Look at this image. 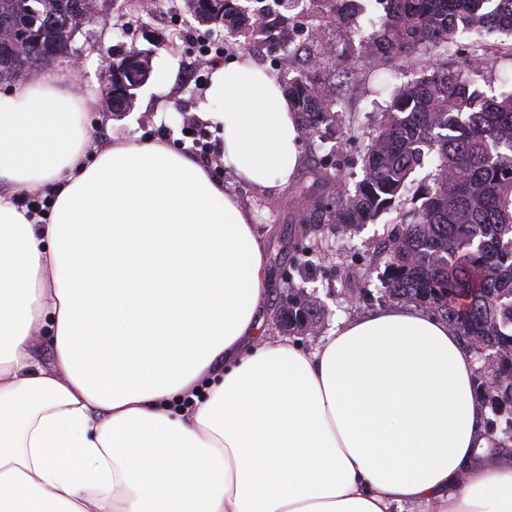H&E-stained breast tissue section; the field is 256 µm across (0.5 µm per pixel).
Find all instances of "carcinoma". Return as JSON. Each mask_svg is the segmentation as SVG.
<instances>
[{
    "mask_svg": "<svg viewBox=\"0 0 512 512\" xmlns=\"http://www.w3.org/2000/svg\"><path fill=\"white\" fill-rule=\"evenodd\" d=\"M334 19L357 22L360 0H311ZM381 28L345 58L354 73L372 59L414 60L429 54L439 64L420 69L416 79L394 89L384 120L368 134L361 158L363 178L350 185L335 164L315 166L298 192L306 207L299 222L314 231L348 232L395 211L400 220L386 231L378 251L383 271L379 304H415L454 328L476 362L489 356L507 377L496 388L477 376L476 392L489 409V451L512 449V89L488 95L478 83V57L496 42L477 40L466 56L448 63L464 33L512 38V0H375ZM198 24L224 25L245 41L275 30L276 48L288 58L305 54L308 69L288 80V97L302 135L326 140L338 125L341 104L309 69L327 55L313 39L297 41L290 18L255 0L262 26L246 24L234 0H185ZM89 0H0V83L19 72L43 69L66 57L72 37L87 18ZM431 165L429 180L410 181L416 168ZM323 309L313 294L298 292L283 313L288 328L318 326Z\"/></svg>",
    "mask_w": 512,
    "mask_h": 512,
    "instance_id": "cac0c4a2",
    "label": "carcinoma"
}]
</instances>
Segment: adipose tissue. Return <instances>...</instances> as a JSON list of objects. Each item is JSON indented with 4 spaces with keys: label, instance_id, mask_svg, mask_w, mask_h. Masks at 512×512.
<instances>
[{
    "label": "adipose tissue",
    "instance_id": "ef3b65f1",
    "mask_svg": "<svg viewBox=\"0 0 512 512\" xmlns=\"http://www.w3.org/2000/svg\"><path fill=\"white\" fill-rule=\"evenodd\" d=\"M73 75L0 93V512H512L446 321L268 339L251 212L164 139L89 154ZM200 117L242 184L297 171L290 102L248 58L213 67Z\"/></svg>",
    "mask_w": 512,
    "mask_h": 512
}]
</instances>
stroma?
I'll list each match as a JSON object with an SVG mask.
<instances>
[{
	"mask_svg": "<svg viewBox=\"0 0 512 512\" xmlns=\"http://www.w3.org/2000/svg\"><path fill=\"white\" fill-rule=\"evenodd\" d=\"M139 3L140 12L128 15L119 0H114L107 16L91 17L76 35L73 51L66 58L76 76L74 91L96 97L87 114L92 148L98 151L119 140L163 137L174 147L185 144L191 156L198 160H218L223 155L222 142L210 123H203L196 137L183 135L187 122L195 119L201 109L210 70L202 68L197 75L187 72L197 47L182 35H173L171 30L156 24L153 14L160 9L167 10L171 18L179 21L183 31H199V24L188 12L185 0H139ZM294 16L297 24L315 29L319 41L336 54L335 59L320 61L316 74L343 102L338 126L341 145L335 160L353 179H360L364 132L376 128L381 121L393 87L414 79L417 70L405 66L397 71L380 62L367 64L350 78L337 70L336 58L353 54L359 45L360 31L369 30V21L375 16L373 9H366L354 27L327 18L312 0H303ZM132 47L150 54L152 75L137 90L128 114L116 117L106 106L101 72L105 58ZM300 149L299 171L293 182L278 192L268 193L241 184L229 169L220 181L251 211L256 229L266 243L269 294L261 314L264 335L287 339L307 349L315 345L317 336L285 327L276 316L277 308L287 305L289 295L296 289L314 292L325 309L320 325V334L324 336L333 332L337 323L376 310L377 302L352 303L348 297L364 288L372 291L379 288L372 251L385 225L394 223L395 216L384 214L376 223L362 225L350 233L326 234L325 262L311 269L289 271V252L309 245L315 237L308 225L298 221L302 200L295 192L296 185L304 181L306 170L318 164L324 155L323 150L306 141Z\"/></svg>",
	"mask_w": 512,
	"mask_h": 512,
	"instance_id": "1",
	"label": "stroma"
}]
</instances>
